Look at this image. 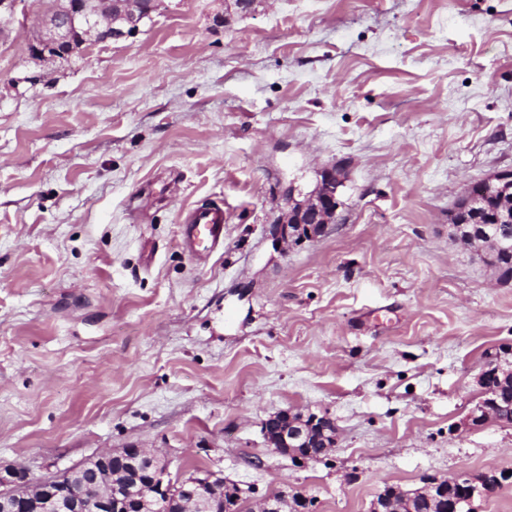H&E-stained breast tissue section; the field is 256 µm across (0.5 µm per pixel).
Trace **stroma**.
<instances>
[{
  "label": "stroma",
  "instance_id": "stroma-1",
  "mask_svg": "<svg viewBox=\"0 0 512 512\" xmlns=\"http://www.w3.org/2000/svg\"><path fill=\"white\" fill-rule=\"evenodd\" d=\"M47 6L0 9V466L149 448L243 512L512 469V423L468 421L512 281L448 237L512 172V0H164L64 59L30 53ZM333 166L334 223L273 240L285 188ZM209 204L199 260L178 239ZM283 409L335 419L334 452H275ZM182 245L198 258H207L224 243V208L221 205L195 208L188 224L182 225ZM316 499L286 487L273 496L264 497L258 512H314Z\"/></svg>",
  "mask_w": 512,
  "mask_h": 512
}]
</instances>
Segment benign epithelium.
<instances>
[{
	"label": "benign epithelium",
	"instance_id": "obj_1",
	"mask_svg": "<svg viewBox=\"0 0 512 512\" xmlns=\"http://www.w3.org/2000/svg\"><path fill=\"white\" fill-rule=\"evenodd\" d=\"M161 7L160 0H52L43 16L47 33L31 44L36 56L64 57L94 41L128 40L141 22ZM324 179L304 199H295L293 189L286 197L288 219L271 227L274 238H303L322 231L339 209L340 170L323 171ZM450 237L483 248L487 222L511 224L508 213L492 214L474 200L469 191L457 209ZM512 376V348L487 356L478 378L483 399L471 411L470 424L482 425L497 417L500 390L495 381ZM263 432L272 447L302 463L314 459L307 451L314 434L320 435L327 456L335 447L336 424L328 415L281 410L263 423ZM502 483L499 470L481 472L461 469L448 478L429 477L417 495L425 512H474L475 500ZM466 490L463 498L448 503V489ZM225 488L222 472L194 474L172 480L168 465L158 453L146 448L103 451L87 461L54 476H37L25 469H0V512H143L152 503L155 512H172L179 496L190 500L209 496ZM398 490L385 486L372 500L370 512H399ZM316 499L292 488L264 497L258 512H315Z\"/></svg>",
	"mask_w": 512,
	"mask_h": 512
}]
</instances>
